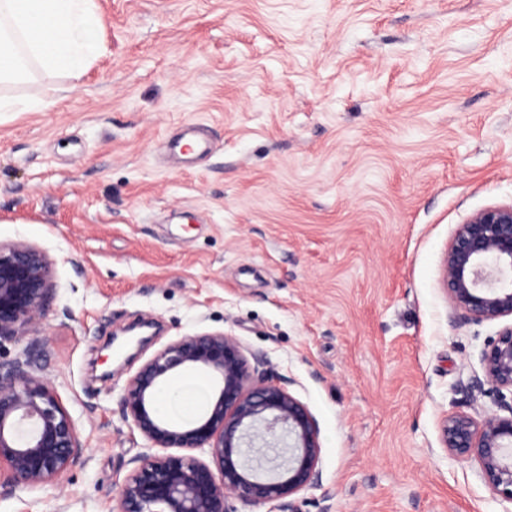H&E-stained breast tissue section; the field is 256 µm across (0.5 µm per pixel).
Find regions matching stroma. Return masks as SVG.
<instances>
[{
  "label": "stroma",
  "mask_w": 512,
  "mask_h": 512,
  "mask_svg": "<svg viewBox=\"0 0 512 512\" xmlns=\"http://www.w3.org/2000/svg\"><path fill=\"white\" fill-rule=\"evenodd\" d=\"M106 52L77 88H5L0 242L54 263L27 353L76 421L56 484L0 512H117L145 451L120 401L169 341L223 331L315 416L300 512H512L441 442L499 323L462 325L444 258L512 203V0H96ZM210 145L185 163L186 129ZM152 338L108 361L113 335Z\"/></svg>",
  "instance_id": "1"
}]
</instances>
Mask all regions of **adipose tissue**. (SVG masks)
<instances>
[{"mask_svg":"<svg viewBox=\"0 0 512 512\" xmlns=\"http://www.w3.org/2000/svg\"><path fill=\"white\" fill-rule=\"evenodd\" d=\"M95 0H0V86L36 75L79 82L105 51Z\"/></svg>","mask_w":512,"mask_h":512,"instance_id":"ef3b65f1","label":"adipose tissue"}]
</instances>
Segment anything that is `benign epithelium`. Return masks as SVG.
Here are the masks:
<instances>
[{
    "instance_id": "obj_1",
    "label": "benign epithelium",
    "mask_w": 512,
    "mask_h": 512,
    "mask_svg": "<svg viewBox=\"0 0 512 512\" xmlns=\"http://www.w3.org/2000/svg\"><path fill=\"white\" fill-rule=\"evenodd\" d=\"M448 299L462 324L512 319V204L471 213L448 242ZM53 263L38 247L0 244V357L36 331L53 291ZM481 373L465 386L472 400L490 392L496 409L443 421L449 455L479 467L486 488L512 504V324L487 337ZM184 372L213 382L192 424L162 416L158 394ZM122 415L149 451L119 488L120 512H299L302 493L321 485L319 426L308 406L266 370L251 365L224 332L180 336L156 350L126 383ZM78 427L56 388L20 359L0 360V484H54L82 456Z\"/></svg>"
}]
</instances>
